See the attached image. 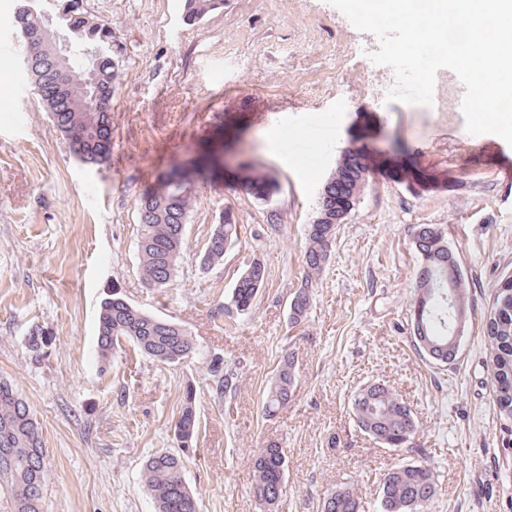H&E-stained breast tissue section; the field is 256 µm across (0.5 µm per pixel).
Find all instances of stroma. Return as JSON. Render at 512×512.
<instances>
[{"instance_id":"35a3bbf8","label":"stroma","mask_w":512,"mask_h":512,"mask_svg":"<svg viewBox=\"0 0 512 512\" xmlns=\"http://www.w3.org/2000/svg\"><path fill=\"white\" fill-rule=\"evenodd\" d=\"M86 5L111 25L119 71L112 157L96 170L70 156L21 70L18 35L0 28V97L14 110L0 118V379L43 431L44 512H153L142 467L160 450L180 452L199 512H260L251 460L271 444L286 462L277 512H321L343 482L362 512H380L383 476L412 462L436 478L427 512H512L481 324L500 274L512 271V146L467 133L456 105H376L363 72L378 80L384 71L363 57L328 78L336 51L377 41L327 0H224L194 24L179 0ZM284 84L293 94H279ZM360 146L372 175L336 229L307 319L292 324L318 192L340 155ZM173 167L195 201L177 275L159 293L138 275L134 201ZM268 173L278 191L264 205L244 181ZM227 209L239 239L222 265L202 269L199 255ZM421 224L444 229L471 283L472 319L447 367L417 353L410 334ZM255 258L268 278L253 308L225 310ZM115 287L186 328L197 355L165 366L129 343L98 362L97 313ZM35 331L38 358L28 350ZM285 354L293 396L268 416L263 390ZM217 360L234 383L221 397L210 372ZM370 382L414 414L410 448L382 447L356 426L351 398ZM189 389L199 428L183 449L174 424Z\"/></svg>"}]
</instances>
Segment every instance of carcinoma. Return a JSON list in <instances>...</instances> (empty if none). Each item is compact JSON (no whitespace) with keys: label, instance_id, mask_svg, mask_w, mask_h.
Wrapping results in <instances>:
<instances>
[{"label":"carcinoma","instance_id":"cac0c4a2","mask_svg":"<svg viewBox=\"0 0 512 512\" xmlns=\"http://www.w3.org/2000/svg\"><path fill=\"white\" fill-rule=\"evenodd\" d=\"M50 5L57 19L64 20L80 36L70 64L74 80L88 84L102 112L110 114L112 84L117 64L112 59V27L92 16L84 0H17L11 22L23 42L26 56L43 41L42 25ZM182 18L199 22L224 8V0H180ZM94 65H88V58ZM91 103L82 95L65 97L50 118L67 143L74 144L77 157L88 167H97L111 158L112 145L101 144L92 134ZM339 158L321 187L316 212L323 233L306 235L304 277L289 302L290 321L302 323L310 310L313 281L331 259L336 226L344 218L326 197V186L336 181ZM249 193L260 203L271 201L275 182L265 176L249 179ZM194 195L185 183L168 177L157 193L141 195L135 201L138 214L139 275L143 285L154 291L170 286L176 277L184 250L186 224ZM240 225L224 213L213 225L200 259L202 267L224 262V255L238 240ZM420 257L410 304L412 342L424 357L440 365H452L459 349L451 342L457 325L468 326L471 319L470 283L463 271L460 254L448 243L443 232L432 224H420L413 236ZM267 280L266 266L253 260L237 275L226 309L246 314ZM96 356L102 363L124 342L133 344L154 361L169 365L181 363L196 353L192 335L180 324L159 318L133 305L122 293L112 290L100 304L97 321ZM485 339L484 365L494 386V406L500 433L508 438L501 443L504 455L512 456V284L497 282L482 317ZM294 387L292 362L282 357L277 371L265 389L264 409L272 414L288 405ZM359 429L387 448H408L416 432L411 410L385 384L372 382L359 388L351 401ZM198 431V416L193 393H187L174 425L181 447H186ZM284 467V460L273 448H263L252 460L251 495L263 512H276L280 497L271 490L269 474ZM143 481L153 494L154 512H198L197 498L185 479L184 460L169 451H158L143 465ZM45 481V441L43 431L27 403L12 385L0 381V486L13 499L14 512H43ZM437 495L432 469L422 463L400 465L384 475L382 512H424ZM355 490L342 483L328 493L322 512H360Z\"/></svg>","mask_w":512,"mask_h":512}]
</instances>
